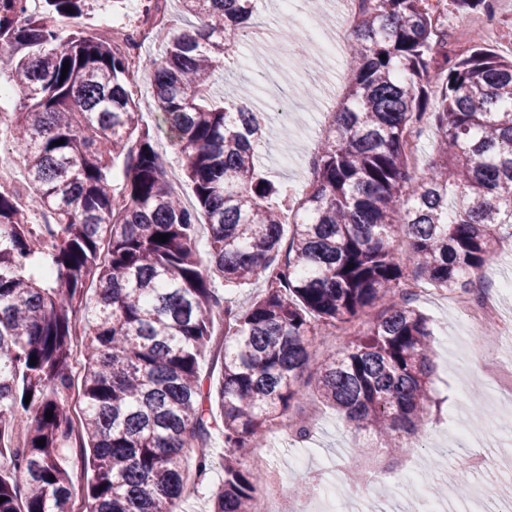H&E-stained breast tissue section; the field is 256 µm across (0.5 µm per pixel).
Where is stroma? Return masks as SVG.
<instances>
[{"label": "stroma", "instance_id": "obj_1", "mask_svg": "<svg viewBox=\"0 0 512 512\" xmlns=\"http://www.w3.org/2000/svg\"><path fill=\"white\" fill-rule=\"evenodd\" d=\"M139 11L140 0H108L91 15L76 19L75 24L101 33L109 23L116 27L136 23ZM256 11L258 21L270 31L269 38L262 44L238 40L228 52L230 62L215 90L226 95L244 92L246 72L240 62L247 57L270 74V84L252 93V103L257 110L272 106L288 112L289 117L272 127L260 166L271 179L302 188L310 179L309 159L326 120V98L342 97L351 76V56L345 52L333 59L321 58L315 69L306 70L286 54V45L303 37L294 17L312 15L323 29H332L333 18L323 0H292L285 12L279 0H258ZM414 304L430 319L434 330L432 389L438 407L421 447L404 449L400 461L415 471L423 484L431 481L434 472H447L441 495L448 512H493L503 489H512V429L502 427L503 422L512 421V391L484 375L482 366L493 357L512 362V335L499 337L494 351H483L477 340L493 334L494 326L477 328L464 314L434 298L421 297ZM312 407L319 409L321 422L319 434L309 447V465L317 472L321 487L369 480L384 456L379 440L372 434L356 438L344 415L321 405L312 392H305L294 409L299 412ZM454 423L466 428L464 443L469 451L497 462L494 470L469 478L470 484L485 487V497L462 498L457 493L458 484L452 476L455 463L442 453L453 437L450 426ZM212 454L213 466L200 485L199 495L183 498L178 512H209L210 496L224 480L222 441H215ZM422 507L414 488L404 485L393 488L385 498L354 499L345 504L347 512H421Z\"/></svg>", "mask_w": 512, "mask_h": 512}]
</instances>
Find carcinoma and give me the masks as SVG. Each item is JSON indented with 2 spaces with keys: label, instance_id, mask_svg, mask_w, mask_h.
<instances>
[{
  "label": "carcinoma",
  "instance_id": "carcinoma-1",
  "mask_svg": "<svg viewBox=\"0 0 512 512\" xmlns=\"http://www.w3.org/2000/svg\"><path fill=\"white\" fill-rule=\"evenodd\" d=\"M41 2L34 12L28 0H0V57L10 65L0 86L18 93L4 122L29 197L23 209L0 191V512H71L61 460L73 443L94 473L83 512H175L187 494V451L205 477L216 435L224 485L210 512H251L264 474L246 458L303 395L308 337L368 312L320 367L315 395L394 454L402 449L396 433L423 437L433 332L403 286L411 277L470 290L512 238V58L474 39L448 47L426 0H361L351 82L295 195L256 165L267 114L206 97L226 47L253 28L257 0H181L198 19L193 35L175 30L167 0H141L165 42L149 58L140 42L122 47L57 25L102 0ZM450 2L489 12V0ZM135 55L195 207L172 191L154 132L142 124L129 91ZM422 122L436 130V159L418 176L409 139ZM41 213L53 219L49 248L35 220ZM400 231L409 274L394 248ZM157 233L168 241L154 240ZM255 277L267 287L247 305L214 287ZM219 316L224 354L212 388L199 361ZM79 324L85 359L75 419L66 395ZM20 411L27 429L17 447Z\"/></svg>",
  "mask_w": 512,
  "mask_h": 512
}]
</instances>
